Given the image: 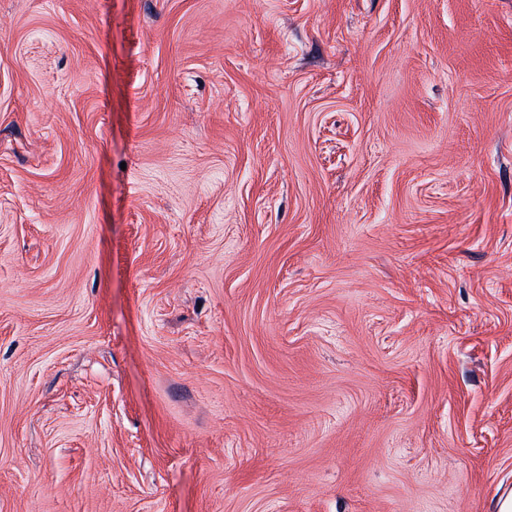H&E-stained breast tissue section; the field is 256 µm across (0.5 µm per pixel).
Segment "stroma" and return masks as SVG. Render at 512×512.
Listing matches in <instances>:
<instances>
[{
    "label": "stroma",
    "mask_w": 512,
    "mask_h": 512,
    "mask_svg": "<svg viewBox=\"0 0 512 512\" xmlns=\"http://www.w3.org/2000/svg\"><path fill=\"white\" fill-rule=\"evenodd\" d=\"M512 0H0V512H497Z\"/></svg>",
    "instance_id": "obj_1"
}]
</instances>
